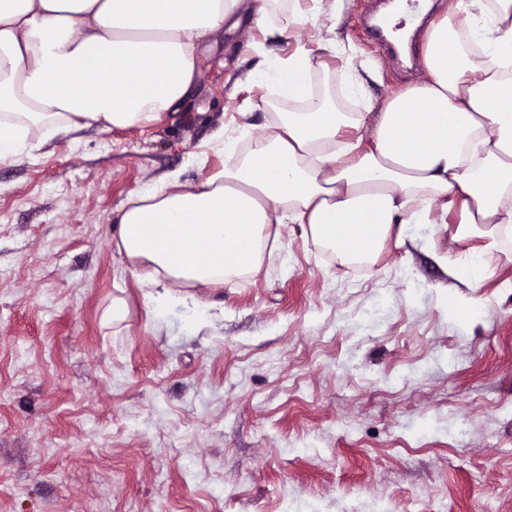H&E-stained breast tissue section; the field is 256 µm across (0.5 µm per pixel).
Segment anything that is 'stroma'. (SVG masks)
<instances>
[{"label": "stroma", "mask_w": 512, "mask_h": 512, "mask_svg": "<svg viewBox=\"0 0 512 512\" xmlns=\"http://www.w3.org/2000/svg\"><path fill=\"white\" fill-rule=\"evenodd\" d=\"M346 0L331 37L379 68L382 100L425 77L385 59ZM174 113L46 141L0 165V512H512V259L482 288L448 269L452 224L369 261L278 225L221 288L147 302L116 210L177 171L246 162L275 115L246 72L307 32L263 40L242 9ZM223 135L224 155L188 158Z\"/></svg>", "instance_id": "obj_1"}]
</instances>
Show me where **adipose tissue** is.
Masks as SVG:
<instances>
[{
	"label": "adipose tissue",
	"mask_w": 512,
	"mask_h": 512,
	"mask_svg": "<svg viewBox=\"0 0 512 512\" xmlns=\"http://www.w3.org/2000/svg\"><path fill=\"white\" fill-rule=\"evenodd\" d=\"M241 0H0V165L32 157L30 137L148 125L189 92L198 54L234 18ZM308 43L265 59L251 82L286 101L250 159L194 185L169 173L118 209V247L131 273L223 287L256 268L267 229L308 225L345 256L374 257L389 236L418 224H452L476 237L452 268L469 288L486 277L512 224V0H451L422 44L427 77L378 101L371 65L349 91L365 111L349 118L308 96L306 80L335 55L326 39L345 0H291ZM370 125L371 141L349 139Z\"/></svg>",
	"instance_id": "adipose-tissue-1"
}]
</instances>
